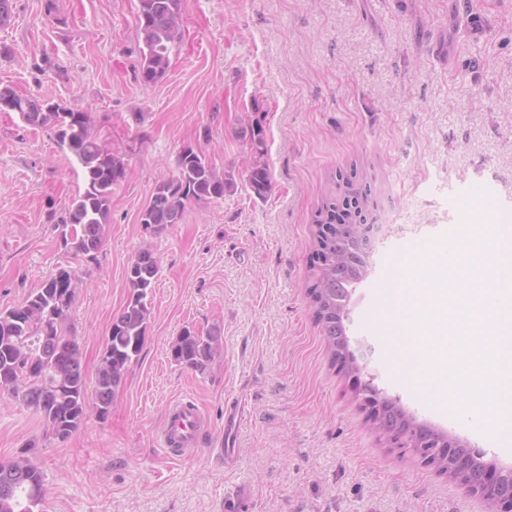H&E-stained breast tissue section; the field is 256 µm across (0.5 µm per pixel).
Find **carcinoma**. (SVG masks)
Here are the masks:
<instances>
[{"label": "carcinoma", "instance_id": "1", "mask_svg": "<svg viewBox=\"0 0 512 512\" xmlns=\"http://www.w3.org/2000/svg\"><path fill=\"white\" fill-rule=\"evenodd\" d=\"M137 28L142 41L139 75L146 86L161 81L170 68V55L181 39V0H138ZM0 112H16L29 126L56 130L61 146L75 157L84 173V188L72 199L63 220L64 249L96 259L109 224L112 187L126 174L123 160L101 145L91 128L89 113L35 95H21L0 87ZM177 175L161 181L139 213L145 229L161 232L179 223L188 204L224 197L232 179L219 175L201 152L187 147L177 159ZM254 193L263 196L270 185L266 164L255 163L248 175ZM354 200L357 215L366 213L367 195L346 183L343 200ZM350 226L336 228V199L323 205L316 220L313 255L314 279L307 295L320 328L331 366L341 326L336 319V293L355 287L347 277L350 260L367 254L360 232ZM159 273L149 251L128 265L129 293L124 307L109 326L100 367L88 386L82 354L66 334L64 323L75 294V274L65 268L50 277L22 303L0 311V391L21 398L60 440L69 438L95 411L104 420L129 366L140 355L150 322L147 298ZM220 330L200 334L188 328L172 349L174 361L201 368L219 349ZM44 494L43 474L27 457L15 468L0 462V512H39Z\"/></svg>", "mask_w": 512, "mask_h": 512}]
</instances>
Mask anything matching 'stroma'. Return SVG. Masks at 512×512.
Instances as JSON below:
<instances>
[{"mask_svg":"<svg viewBox=\"0 0 512 512\" xmlns=\"http://www.w3.org/2000/svg\"><path fill=\"white\" fill-rule=\"evenodd\" d=\"M181 0L182 40L166 76L138 77V0H13L0 25V85L89 112L125 178L96 262L64 250L57 225L82 188L54 133L0 112V309L59 269L79 283L70 334L94 377L108 327L142 251L159 263L143 350L106 420L67 440L0 396V460L34 444L43 512H494L433 468L392 448L332 368L312 318L314 220L351 180L368 193L376 247L356 288L351 348L379 388L418 421L512 468V440L474 427L396 377L399 341L374 321L379 292L405 276L439 224H456L465 187L512 194V0ZM261 125L262 140L251 129ZM187 147L234 185L155 233L138 222ZM268 165L265 196L250 188ZM221 330L205 369L174 361L184 329ZM194 401L211 435L224 403L246 404L235 461L207 447L175 457L159 430L169 404Z\"/></svg>","mask_w":512,"mask_h":512,"instance_id":"obj_1","label":"stroma"}]
</instances>
